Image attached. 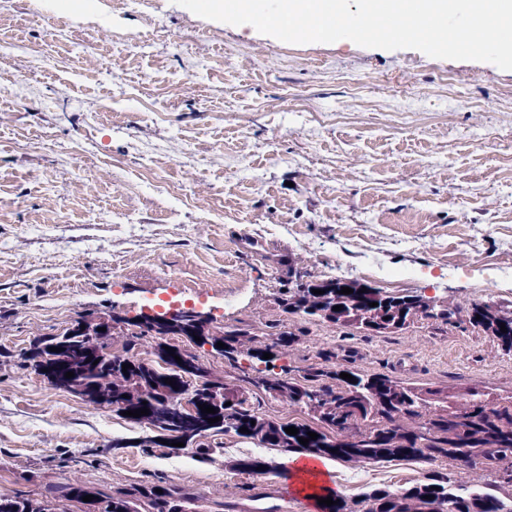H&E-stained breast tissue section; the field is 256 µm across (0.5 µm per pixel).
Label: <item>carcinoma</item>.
Instances as JSON below:
<instances>
[{"mask_svg": "<svg viewBox=\"0 0 512 512\" xmlns=\"http://www.w3.org/2000/svg\"><path fill=\"white\" fill-rule=\"evenodd\" d=\"M340 282L326 279L318 285L298 284L282 293L280 306L286 314H303L377 334L402 330L417 315L409 296L390 294L352 280L342 283L353 289V293L342 294L336 288ZM315 288L322 293H314ZM372 302L378 306H370ZM336 305L341 306V310H333ZM463 316L470 324L496 338L502 348L512 351V326L505 332L500 331L503 315L496 304L475 303L465 313L458 305L434 303L426 314L447 325L457 323ZM223 336L224 340L235 344L239 355L259 359L266 353L272 354V358L264 360L266 364L277 360L275 348L294 343L291 332L273 344H266L258 334L241 329L225 330ZM41 344L46 347L64 345L68 357L73 359L82 357L84 352V340L67 328ZM164 345L165 342L158 339L149 340L143 329L131 332L125 343V354L101 362L96 374L83 377L94 393L87 403H108L118 413L146 407L149 414L134 418L140 423L166 415L167 409L156 394L158 387L165 385V379L177 378L178 363L170 361L163 367L149 359ZM124 364L131 365L127 372L134 383L132 389L112 386L105 374L107 370L122 371ZM344 372L353 379L340 378L339 370L317 369L305 371L299 379L273 380L265 387L272 397L291 407L307 408L313 397L322 396V410L315 426L273 419L253 406L245 390L239 388L236 407L224 414V427L218 431L259 441L285 453L309 452L358 465L392 459L452 462L462 454H472L483 458L482 468L493 477L480 485L452 475L444 468L430 470L423 480L401 490L376 487L351 500L334 494L332 500L336 504L321 505V512H512V479L502 477L504 471H512V394L492 397L486 391H463L454 384L423 386L387 375L364 376L347 368ZM451 398L470 411L468 422L461 427L450 419ZM291 426L298 429L297 434L285 432V428ZM242 427L248 432H239ZM346 428L353 429V433L339 442L327 433L329 429L342 431ZM309 431L318 437L304 446L298 438L307 437ZM261 466L267 472L272 470V465L263 458L238 459L234 463L237 471L253 475L259 473ZM86 495L94 496L86 503L87 512H114L113 506L118 501L124 503L129 512H186L188 504L185 494L170 486L143 485L108 495L73 479L41 498L0 493V512H56L58 501L81 502Z\"/></svg>", "mask_w": 512, "mask_h": 512, "instance_id": "1", "label": "carcinoma"}]
</instances>
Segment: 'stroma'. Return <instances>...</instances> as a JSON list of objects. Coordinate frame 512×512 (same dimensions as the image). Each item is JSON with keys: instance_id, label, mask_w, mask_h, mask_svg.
I'll list each match as a JSON object with an SVG mask.
<instances>
[{"instance_id": "35a3bbf8", "label": "stroma", "mask_w": 512, "mask_h": 512, "mask_svg": "<svg viewBox=\"0 0 512 512\" xmlns=\"http://www.w3.org/2000/svg\"><path fill=\"white\" fill-rule=\"evenodd\" d=\"M512 71L343 39L289 44L175 0H0V489L163 482L192 512L286 489L275 448L208 433L139 447L145 424L23 363L82 314L197 298L216 325L292 332L277 368L512 392V352L469 323L372 334L283 313L285 289L351 279L462 307L512 305ZM212 375L257 377L174 336ZM333 352L324 362V352ZM123 449L112 450L114 441ZM252 455L262 475L231 469ZM430 462L335 461L353 499Z\"/></svg>"}]
</instances>
